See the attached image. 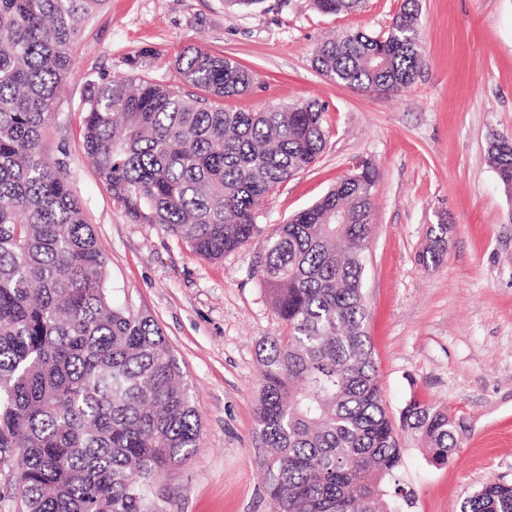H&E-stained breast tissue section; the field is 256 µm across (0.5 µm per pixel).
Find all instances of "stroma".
I'll use <instances>...</instances> for the list:
<instances>
[{"label": "stroma", "instance_id": "1", "mask_svg": "<svg viewBox=\"0 0 512 512\" xmlns=\"http://www.w3.org/2000/svg\"><path fill=\"white\" fill-rule=\"evenodd\" d=\"M404 0H363L323 15L313 0H106L86 21L76 63L46 131L65 162L106 257L113 298L153 319L179 361L201 418L199 448L155 481L166 512H271L267 448L256 429L257 344L284 328L254 271L265 238L319 200L356 162L376 170L365 273L378 381L391 417L413 396L446 408L460 446L432 462L401 438L387 481L399 512H458L482 485L512 481V191L488 161L493 137L512 136V0H417L423 65L399 96L336 84L312 66L316 47L346 31H386ZM233 58L256 74L226 108L319 101L327 143L317 161L258 209L263 234L208 260L158 224L127 215L80 149L79 107L100 75L174 81L187 48ZM447 225L439 263L420 257Z\"/></svg>", "mask_w": 512, "mask_h": 512}]
</instances>
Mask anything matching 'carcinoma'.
<instances>
[{"label": "carcinoma", "mask_w": 512, "mask_h": 512, "mask_svg": "<svg viewBox=\"0 0 512 512\" xmlns=\"http://www.w3.org/2000/svg\"><path fill=\"white\" fill-rule=\"evenodd\" d=\"M325 15L362 0H313ZM104 0H0V465L14 466L24 512H165L158 474L199 447L201 420L160 327L117 303L104 252L44 133L75 66L83 23ZM416 0L387 31L323 41L314 66L361 93L399 95L422 64ZM181 86L102 77L82 100L81 146L136 221L160 224L206 259L262 233L263 199L312 166L327 142L316 101L257 112L224 108L255 73L188 49ZM512 187V137L489 146ZM376 180L367 163L266 239L258 272L286 328L259 341L258 434L272 512H397L384 479L401 436L448 462V411L417 396L388 414L366 332V252ZM422 262L440 261L444 233ZM459 512H512V482L464 498Z\"/></svg>", "instance_id": "obj_1"}]
</instances>
